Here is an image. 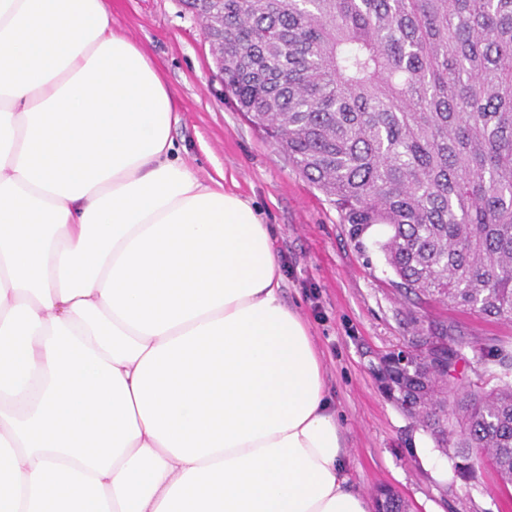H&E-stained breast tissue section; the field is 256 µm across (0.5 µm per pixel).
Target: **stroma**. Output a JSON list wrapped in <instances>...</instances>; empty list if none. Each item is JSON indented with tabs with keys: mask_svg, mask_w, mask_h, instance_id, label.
<instances>
[{
	"mask_svg": "<svg viewBox=\"0 0 512 512\" xmlns=\"http://www.w3.org/2000/svg\"><path fill=\"white\" fill-rule=\"evenodd\" d=\"M113 30L134 40L162 73L178 115L172 137L201 179L250 198L273 230L283 264V296L310 326L322 354L355 491L397 490L410 512H512V486L482 465L477 478H456L454 463L430 435L381 392L372 373L380 354L406 344L413 325L375 241L354 242L327 197L307 182L274 141L224 100V85L202 26L180 0H108ZM420 320L457 322L471 342L458 366L464 382L500 370L480 357L494 345L512 356V323L431 302Z\"/></svg>",
	"mask_w": 512,
	"mask_h": 512,
	"instance_id": "stroma-1",
	"label": "stroma"
}]
</instances>
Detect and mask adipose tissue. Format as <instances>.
Segmentation results:
<instances>
[{"mask_svg": "<svg viewBox=\"0 0 512 512\" xmlns=\"http://www.w3.org/2000/svg\"><path fill=\"white\" fill-rule=\"evenodd\" d=\"M105 0H0V512H371L250 199Z\"/></svg>", "mask_w": 512, "mask_h": 512, "instance_id": "ef3b65f1", "label": "adipose tissue"}]
</instances>
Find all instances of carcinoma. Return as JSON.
Listing matches in <instances>:
<instances>
[{
	"label": "carcinoma",
	"instance_id": "carcinoma-1",
	"mask_svg": "<svg viewBox=\"0 0 512 512\" xmlns=\"http://www.w3.org/2000/svg\"><path fill=\"white\" fill-rule=\"evenodd\" d=\"M226 97L350 225L372 227L405 302L512 322V0H208ZM469 341L442 322L375 377L464 481L512 484V362L459 382ZM376 508L407 512L394 489Z\"/></svg>",
	"mask_w": 512,
	"mask_h": 512
}]
</instances>
